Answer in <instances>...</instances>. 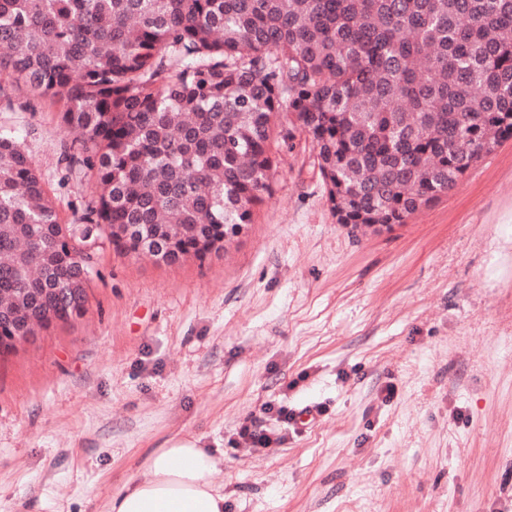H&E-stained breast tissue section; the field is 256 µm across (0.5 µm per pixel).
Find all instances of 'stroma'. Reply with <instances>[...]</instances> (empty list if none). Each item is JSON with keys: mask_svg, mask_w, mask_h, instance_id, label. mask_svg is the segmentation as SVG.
I'll return each mask as SVG.
<instances>
[{"mask_svg": "<svg viewBox=\"0 0 512 512\" xmlns=\"http://www.w3.org/2000/svg\"><path fill=\"white\" fill-rule=\"evenodd\" d=\"M0 133L64 224L97 195L60 107L0 77ZM205 260L91 249L85 313L0 359V512H103L148 457L224 455V512H512V139L388 227L332 212L308 137ZM321 406L254 448L263 404ZM240 433L243 436H247L251 439L254 447L257 448H268L272 437L270 432L263 428L257 418H250L240 428Z\"/></svg>", "mask_w": 512, "mask_h": 512, "instance_id": "35a3bbf8", "label": "stroma"}]
</instances>
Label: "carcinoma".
<instances>
[{
    "label": "carcinoma",
    "mask_w": 512,
    "mask_h": 512,
    "mask_svg": "<svg viewBox=\"0 0 512 512\" xmlns=\"http://www.w3.org/2000/svg\"><path fill=\"white\" fill-rule=\"evenodd\" d=\"M62 103L102 191L62 224L0 134V309L86 310L80 244L203 259L305 133L339 224H403L512 138V0H0V72ZM287 122H282L281 118Z\"/></svg>",
    "instance_id": "cac0c4a2"
}]
</instances>
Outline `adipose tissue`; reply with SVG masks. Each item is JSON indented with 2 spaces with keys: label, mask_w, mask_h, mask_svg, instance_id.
<instances>
[{
  "label": "adipose tissue",
  "mask_w": 512,
  "mask_h": 512,
  "mask_svg": "<svg viewBox=\"0 0 512 512\" xmlns=\"http://www.w3.org/2000/svg\"><path fill=\"white\" fill-rule=\"evenodd\" d=\"M223 463L189 441L158 449L146 478L126 483L104 512H224V490L215 483Z\"/></svg>",
  "instance_id": "ef3b65f1"
}]
</instances>
